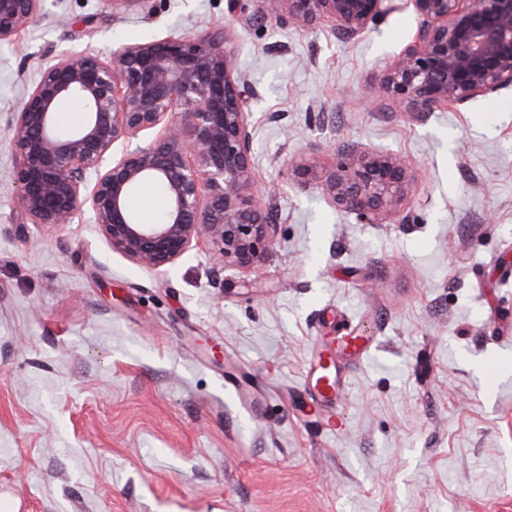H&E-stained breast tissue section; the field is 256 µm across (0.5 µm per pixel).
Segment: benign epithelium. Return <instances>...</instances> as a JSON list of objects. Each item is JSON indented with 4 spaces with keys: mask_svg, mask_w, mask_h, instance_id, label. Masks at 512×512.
I'll list each match as a JSON object with an SVG mask.
<instances>
[{
    "mask_svg": "<svg viewBox=\"0 0 512 512\" xmlns=\"http://www.w3.org/2000/svg\"><path fill=\"white\" fill-rule=\"evenodd\" d=\"M302 30L323 19L348 37L367 31L386 0H260ZM419 20L411 43L370 86L372 97L419 115L464 106L512 87V0H409ZM39 0H0V41L26 28ZM226 25L201 33L123 44L109 58L63 53L46 67L10 128L16 206L31 224H68L87 208L112 249L165 271L205 248L225 268L250 269L275 245L254 179L250 90ZM89 105L62 134L57 106ZM157 136L141 140L147 130ZM119 156L107 162L113 150ZM337 165L296 166L301 184L366 224H388L410 181L398 152L356 146ZM165 188L163 220L144 223L128 208L133 189Z\"/></svg>",
    "mask_w": 512,
    "mask_h": 512,
    "instance_id": "obj_1",
    "label": "benign epithelium"
}]
</instances>
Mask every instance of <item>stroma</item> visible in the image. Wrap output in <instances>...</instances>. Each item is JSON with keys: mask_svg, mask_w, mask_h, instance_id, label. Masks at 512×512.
Wrapping results in <instances>:
<instances>
[{"mask_svg": "<svg viewBox=\"0 0 512 512\" xmlns=\"http://www.w3.org/2000/svg\"><path fill=\"white\" fill-rule=\"evenodd\" d=\"M230 22L227 0H40L0 42V512H512V87L419 121L372 101L419 24L403 0L357 38L235 24L275 230L257 271L194 250L158 272L90 211L15 206L9 120L57 55ZM357 144L411 164L394 223L287 175Z\"/></svg>", "mask_w": 512, "mask_h": 512, "instance_id": "35a3bbf8", "label": "stroma"}]
</instances>
